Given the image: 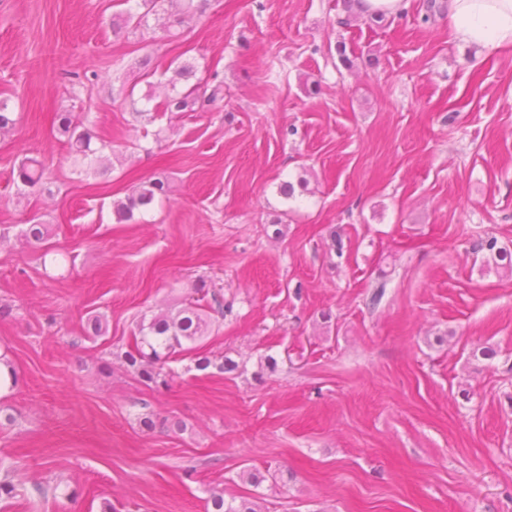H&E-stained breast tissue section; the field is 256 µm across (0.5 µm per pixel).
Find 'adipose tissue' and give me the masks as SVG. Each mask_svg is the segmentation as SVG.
I'll return each instance as SVG.
<instances>
[{
	"label": "adipose tissue",
	"mask_w": 512,
	"mask_h": 512,
	"mask_svg": "<svg viewBox=\"0 0 512 512\" xmlns=\"http://www.w3.org/2000/svg\"><path fill=\"white\" fill-rule=\"evenodd\" d=\"M453 40L483 50L512 44V0H445Z\"/></svg>",
	"instance_id": "adipose-tissue-1"
}]
</instances>
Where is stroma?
<instances>
[{
    "label": "stroma",
    "instance_id": "stroma-1",
    "mask_svg": "<svg viewBox=\"0 0 512 512\" xmlns=\"http://www.w3.org/2000/svg\"><path fill=\"white\" fill-rule=\"evenodd\" d=\"M426 3L379 27L343 0H210L171 41L163 12L114 34L122 0H0V352L20 377L0 512H205L216 490L260 512H512V278L472 251L512 250V46H460ZM145 56L219 78L223 102L141 118L168 91ZM62 111L109 170L74 165ZM27 156L45 188L19 189ZM154 178L168 198L117 223ZM34 218L50 234L29 244ZM202 279L226 311L197 352L236 370L184 353L140 384L119 353Z\"/></svg>",
    "mask_w": 512,
    "mask_h": 512
}]
</instances>
